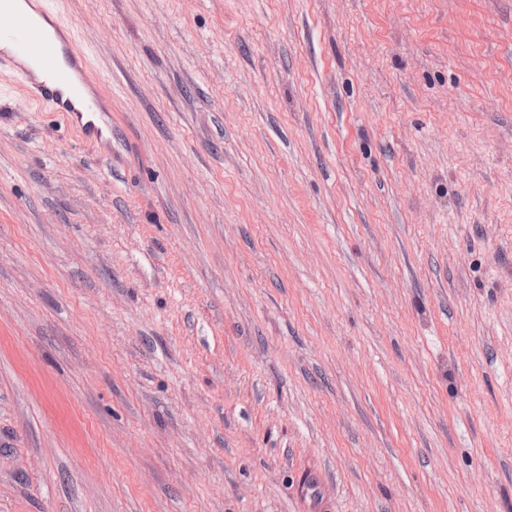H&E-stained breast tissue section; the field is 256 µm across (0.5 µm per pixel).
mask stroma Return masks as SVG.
<instances>
[{"label": "stroma", "mask_w": 512, "mask_h": 512, "mask_svg": "<svg viewBox=\"0 0 512 512\" xmlns=\"http://www.w3.org/2000/svg\"><path fill=\"white\" fill-rule=\"evenodd\" d=\"M112 157L0 66V512H512V0H51Z\"/></svg>", "instance_id": "obj_1"}]
</instances>
